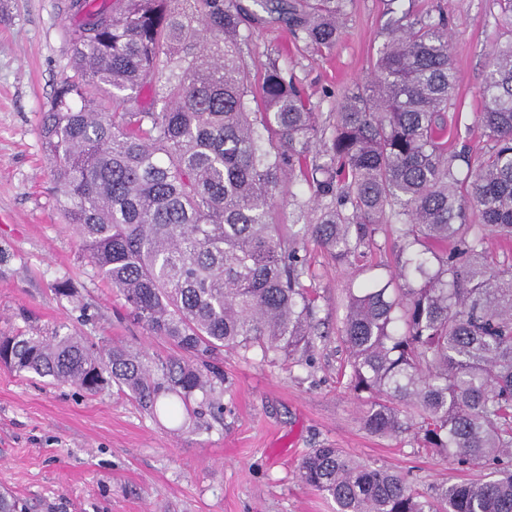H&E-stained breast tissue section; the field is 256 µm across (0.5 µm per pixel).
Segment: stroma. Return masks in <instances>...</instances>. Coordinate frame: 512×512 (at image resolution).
Instances as JSON below:
<instances>
[{
  "instance_id": "stroma-1",
  "label": "stroma",
  "mask_w": 512,
  "mask_h": 512,
  "mask_svg": "<svg viewBox=\"0 0 512 512\" xmlns=\"http://www.w3.org/2000/svg\"><path fill=\"white\" fill-rule=\"evenodd\" d=\"M68 0H0V333L36 336L59 328L163 359L168 342L133 321L124 300L94 276L76 243L41 137V118L59 81L71 74ZM413 16L447 22L455 92L448 109L450 150L487 157L493 143L477 114L480 88L501 28L500 0H401ZM385 0H349L332 49L295 40L275 20L249 30L244 53L254 73L268 59L287 67L323 115L365 84L383 41ZM401 246L380 233L356 266L310 246L305 283L328 333L311 352L275 360L260 351L224 354V419L199 418L188 432L143 411L119 387L90 395L76 386L20 375L0 365V485L30 512H335V503L299 478L298 465L324 445L372 467L404 475L424 495L484 478L422 448L413 435L369 433L363 408L342 375L338 338L348 289L388 279ZM70 280L75 298L57 297Z\"/></svg>"
}]
</instances>
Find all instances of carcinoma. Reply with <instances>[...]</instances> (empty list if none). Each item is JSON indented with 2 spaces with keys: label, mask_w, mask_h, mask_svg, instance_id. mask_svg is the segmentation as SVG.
Here are the masks:
<instances>
[{
  "label": "carcinoma",
  "mask_w": 512,
  "mask_h": 512,
  "mask_svg": "<svg viewBox=\"0 0 512 512\" xmlns=\"http://www.w3.org/2000/svg\"><path fill=\"white\" fill-rule=\"evenodd\" d=\"M348 2L69 0L76 74L41 126L54 189L96 276L175 354L159 365L72 332L16 330L0 336V365L91 395L115 383L173 421L199 396L219 419L224 350L288 357L320 335L308 243L345 261L390 227L398 271L348 289L340 328L363 425L413 430L492 476L426 497L324 446L302 458L300 479L336 512H512V265L487 247L490 235L512 241V40L494 48L481 88L493 151L463 171L468 159L448 150L445 24L397 0L372 79L332 123L277 61L253 81L242 25L281 20L330 49ZM280 198L292 225L275 222Z\"/></svg>",
  "instance_id": "cac0c4a2"
}]
</instances>
